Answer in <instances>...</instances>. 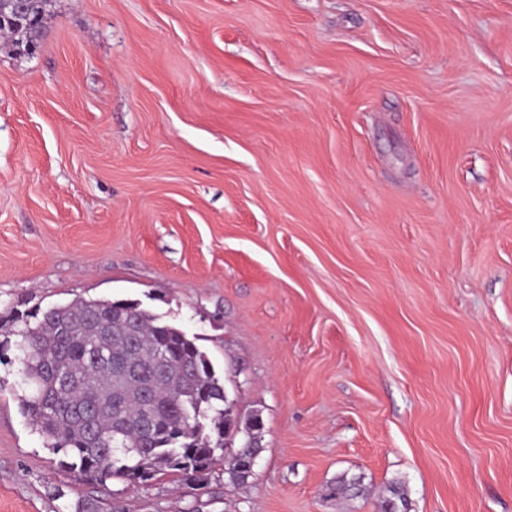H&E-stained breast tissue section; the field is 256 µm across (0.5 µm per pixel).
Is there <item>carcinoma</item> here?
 Here are the masks:
<instances>
[{"label": "carcinoma", "instance_id": "obj_1", "mask_svg": "<svg viewBox=\"0 0 512 512\" xmlns=\"http://www.w3.org/2000/svg\"><path fill=\"white\" fill-rule=\"evenodd\" d=\"M4 25L17 49L28 43L20 18ZM111 316L112 335L96 331ZM13 347L20 366L22 409L59 457L85 483L105 487L114 479L143 484L173 475L185 482L228 465L234 481L240 459L256 452L243 442L224 461L226 438L237 426L213 364L183 330L165 323L133 300L79 299L16 318ZM124 356L147 370L121 377L113 367ZM150 418L153 428L141 431ZM124 423L116 440L114 423ZM382 512H406L404 492L393 486Z\"/></svg>", "mask_w": 512, "mask_h": 512}]
</instances>
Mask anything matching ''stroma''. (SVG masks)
<instances>
[{"label": "stroma", "mask_w": 512, "mask_h": 512, "mask_svg": "<svg viewBox=\"0 0 512 512\" xmlns=\"http://www.w3.org/2000/svg\"><path fill=\"white\" fill-rule=\"evenodd\" d=\"M90 298L263 422L245 482L114 512H512V0H46L0 37V333ZM20 392L0 364V512H67Z\"/></svg>", "instance_id": "obj_1"}]
</instances>
